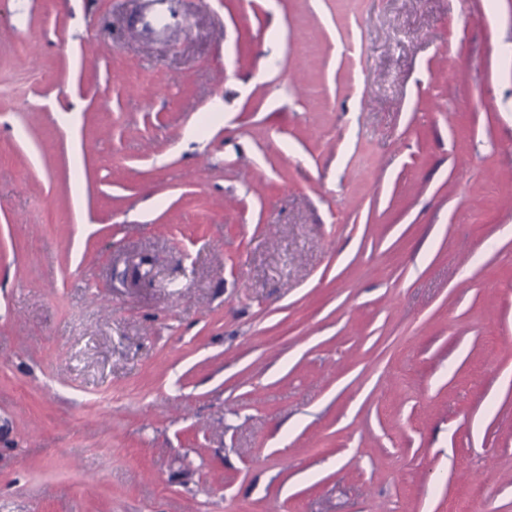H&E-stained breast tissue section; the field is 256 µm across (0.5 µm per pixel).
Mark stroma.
Returning <instances> with one entry per match:
<instances>
[{"label":"stroma","mask_w":512,"mask_h":512,"mask_svg":"<svg viewBox=\"0 0 512 512\" xmlns=\"http://www.w3.org/2000/svg\"><path fill=\"white\" fill-rule=\"evenodd\" d=\"M0 0V512H512V0Z\"/></svg>","instance_id":"1"}]
</instances>
